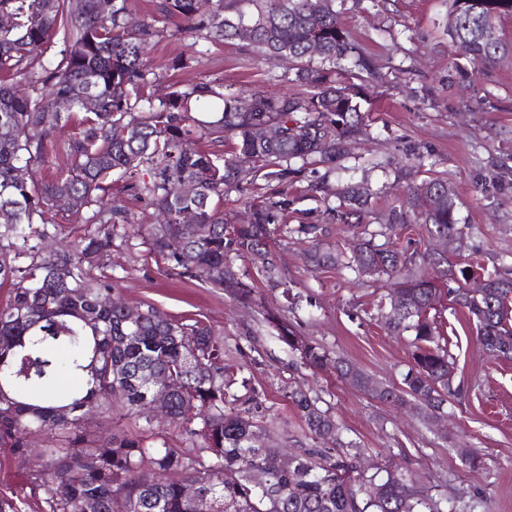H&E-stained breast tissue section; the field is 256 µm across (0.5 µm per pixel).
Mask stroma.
Listing matches in <instances>:
<instances>
[{"mask_svg": "<svg viewBox=\"0 0 512 512\" xmlns=\"http://www.w3.org/2000/svg\"><path fill=\"white\" fill-rule=\"evenodd\" d=\"M447 18L448 0H345L337 22L373 59L380 77L365 84L364 134L329 183L335 187L350 176L368 180L376 198L364 222L372 232L404 203L409 184L447 178L462 222L480 229L472 243L482 265H512V189L493 187L499 173H512V56L490 70L469 72V89L458 92L448 84ZM192 52L190 39L167 37L150 46L149 57L164 73L177 54ZM209 55L208 66L170 72L183 83L220 78L245 95L254 89L292 90L266 67L245 66L239 45L214 46ZM412 150L419 159L409 158ZM307 247L294 238L278 247L282 275L295 294L291 302L281 289L267 286L251 262L236 261L259 293L253 307L223 290L160 271L142 244L113 249L108 264L127 302H147L172 316L192 313L212 327L225 360L248 380L231 389L235 409L260 420L263 443L282 455L314 445L289 400L301 390L332 414L344 440L355 443L359 473L369 476L392 466L413 474L450 512H512V360H491L473 326L444 300L430 315L448 341L457 394L438 420L420 419L333 372L306 367L279 340L277 319L377 383L401 385L411 360L409 337L390 333L382 323L389 281L312 269L304 261ZM471 448L482 455L476 469L466 461Z\"/></svg>", "mask_w": 512, "mask_h": 512, "instance_id": "stroma-1", "label": "stroma"}]
</instances>
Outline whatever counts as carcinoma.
<instances>
[{"label":"carcinoma","instance_id":"1","mask_svg":"<svg viewBox=\"0 0 512 512\" xmlns=\"http://www.w3.org/2000/svg\"><path fill=\"white\" fill-rule=\"evenodd\" d=\"M336 0H153L149 20H135L130 0H0V450L27 480L42 512H443L428 487L411 474L354 478L351 456L310 448L285 469L279 451L255 441L262 427L226 407L236 365L224 362V345L195 317L174 318L150 304L137 322L109 302L119 281L105 258L115 239H140L164 268L220 288L242 302L253 288L243 282L233 259L256 266L267 282L284 287L277 239L303 236L312 243L310 267L347 269L359 276L393 280L384 325L413 336L411 365L402 386H373L354 365L331 360L327 351L284 326L279 337L314 370L333 365L336 374L386 403L427 418L448 402L451 364L427 315L442 294L467 312L476 335L493 358L512 357V273L494 269L479 290L466 287L471 271L459 258L472 226L460 223L448 181L429 177L409 188L393 224H422L428 238L448 247L416 263L418 252L365 240L345 254L322 242L321 224H290L298 197L288 192L304 165L325 174L308 191L326 192V175L362 131L365 114L356 81L372 75L373 64L336 21ZM512 15V0H451L448 48L479 71L512 55V42L488 30ZM193 44L239 43L248 61L304 87L272 96L255 90L250 109L227 92L221 79L169 83L146 58V48L164 36L158 22ZM62 35L64 48L43 57ZM28 84L20 96L14 81ZM94 100L89 108L84 98ZM71 126L64 133L62 129ZM275 126V139L264 129ZM228 145L222 150L220 146ZM60 148L70 166L37 185L27 172L46 164ZM189 181L196 190L175 196L170 186ZM121 183L118 193L112 184ZM247 192L250 219H230L224 193ZM75 200L89 213L93 232L47 249L45 214L57 198ZM144 203L159 223L145 227L131 216L127 198ZM339 206L323 220L351 229L360 223L370 194L346 184ZM191 211L195 222L184 224ZM180 247L171 249V241ZM166 375L168 387L150 381ZM62 375L80 378L59 397L45 389ZM163 397L169 422L182 442L151 426L135 431L95 432L85 414L112 416L121 406L140 407ZM316 442L343 447L340 429L315 399L290 396ZM196 415H184L186 405ZM47 434L53 446L40 449L41 470L29 466L30 437ZM172 471L198 484L188 498ZM375 485L376 495L366 486Z\"/></svg>","mask_w":512,"mask_h":512}]
</instances>
